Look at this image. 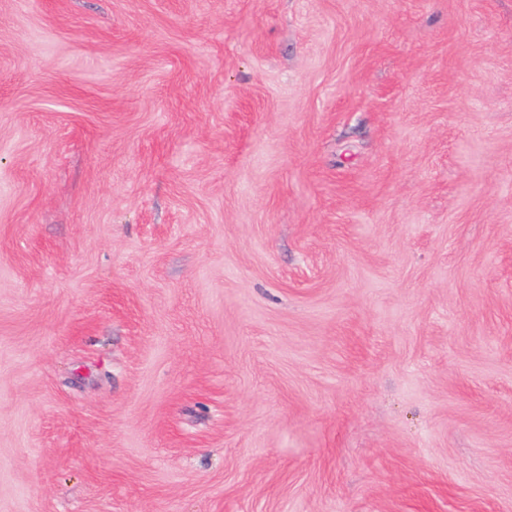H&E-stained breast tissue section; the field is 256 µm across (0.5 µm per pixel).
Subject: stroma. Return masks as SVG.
<instances>
[{
  "label": "stroma",
  "instance_id": "1",
  "mask_svg": "<svg viewBox=\"0 0 512 512\" xmlns=\"http://www.w3.org/2000/svg\"><path fill=\"white\" fill-rule=\"evenodd\" d=\"M0 512H512V0H0Z\"/></svg>",
  "mask_w": 512,
  "mask_h": 512
}]
</instances>
